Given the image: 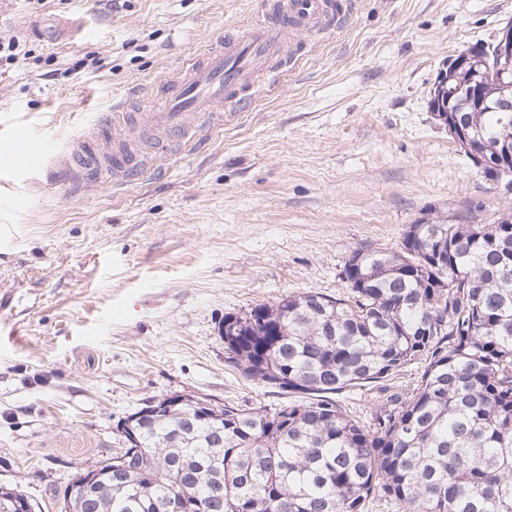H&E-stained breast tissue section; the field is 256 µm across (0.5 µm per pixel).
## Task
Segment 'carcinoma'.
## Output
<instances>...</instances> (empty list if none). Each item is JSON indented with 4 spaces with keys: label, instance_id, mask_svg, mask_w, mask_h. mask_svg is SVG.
I'll return each mask as SVG.
<instances>
[{
    "label": "carcinoma",
    "instance_id": "carcinoma-1",
    "mask_svg": "<svg viewBox=\"0 0 512 512\" xmlns=\"http://www.w3.org/2000/svg\"><path fill=\"white\" fill-rule=\"evenodd\" d=\"M484 56L447 72L471 163L512 155V123L495 104L512 84L483 83ZM346 298L302 293L224 316V361L291 396L239 409L192 402L144 418L139 444L78 470L65 512H512V214L491 224L408 225L400 250H355ZM426 368L365 426L338 403L349 387Z\"/></svg>",
    "mask_w": 512,
    "mask_h": 512
}]
</instances>
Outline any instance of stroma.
<instances>
[{
    "label": "stroma",
    "mask_w": 512,
    "mask_h": 512,
    "mask_svg": "<svg viewBox=\"0 0 512 512\" xmlns=\"http://www.w3.org/2000/svg\"><path fill=\"white\" fill-rule=\"evenodd\" d=\"M273 0H70L34 15L0 0V30L33 54L0 74V134L26 126L67 146L129 91L137 108L178 65ZM80 21L82 31L68 25ZM512 0H351L296 36L253 110L199 149L158 159L125 187L72 194L47 175L0 171V484L39 506L124 442L148 401L205 394L241 408L286 397L224 361L218 324L302 292L345 295L358 248L398 249L408 225L490 224L512 210L429 108L453 51L494 42ZM97 71L69 68L85 53ZM63 69L44 80L49 67ZM397 376L344 390L371 410L413 387Z\"/></svg>",
    "instance_id": "stroma-1"
}]
</instances>
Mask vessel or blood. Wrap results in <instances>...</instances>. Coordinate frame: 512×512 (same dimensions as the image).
Listing matches in <instances>:
<instances>
[{"mask_svg": "<svg viewBox=\"0 0 512 512\" xmlns=\"http://www.w3.org/2000/svg\"><path fill=\"white\" fill-rule=\"evenodd\" d=\"M334 14L331 0H279L255 23L227 31L161 84L160 96L142 111L120 104L102 114L82 139L66 149L32 146L23 128L0 144V169L60 176L73 189L101 181L124 186L153 168L142 146L176 155L200 146L209 128L232 121L255 103L262 80L276 76L289 35L315 28Z\"/></svg>", "mask_w": 512, "mask_h": 512, "instance_id": "obj_1", "label": "vessel or blood"}]
</instances>
